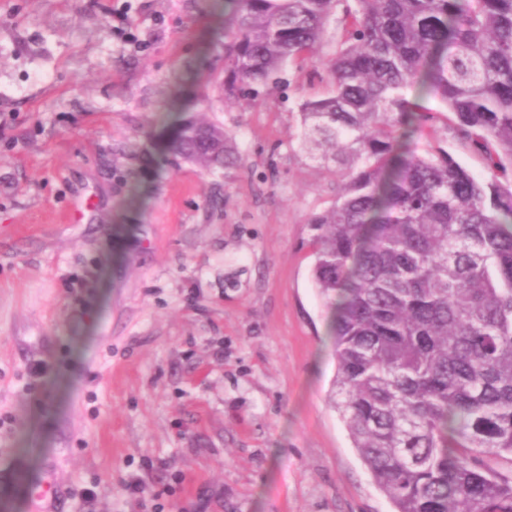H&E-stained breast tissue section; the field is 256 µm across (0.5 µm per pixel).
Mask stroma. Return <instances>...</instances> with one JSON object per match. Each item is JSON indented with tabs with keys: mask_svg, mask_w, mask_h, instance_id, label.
I'll list each match as a JSON object with an SVG mask.
<instances>
[{
	"mask_svg": "<svg viewBox=\"0 0 512 512\" xmlns=\"http://www.w3.org/2000/svg\"><path fill=\"white\" fill-rule=\"evenodd\" d=\"M219 2L0 0V512H394L328 400L309 220L338 183L298 115L320 65L257 106L189 81L224 65ZM176 93L240 164L165 150Z\"/></svg>",
	"mask_w": 512,
	"mask_h": 512,
	"instance_id": "obj_1",
	"label": "stroma"
}]
</instances>
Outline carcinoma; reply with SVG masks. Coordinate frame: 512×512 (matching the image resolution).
<instances>
[{
	"instance_id": "cac0c4a2",
	"label": "carcinoma",
	"mask_w": 512,
	"mask_h": 512,
	"mask_svg": "<svg viewBox=\"0 0 512 512\" xmlns=\"http://www.w3.org/2000/svg\"><path fill=\"white\" fill-rule=\"evenodd\" d=\"M233 2L228 102H258L288 62L323 69L299 115L342 178L310 224L353 447L395 512H512V470L492 465L512 464V0ZM429 96L487 179L415 149L443 116ZM165 145L206 170L238 161L199 115L168 124Z\"/></svg>"
}]
</instances>
